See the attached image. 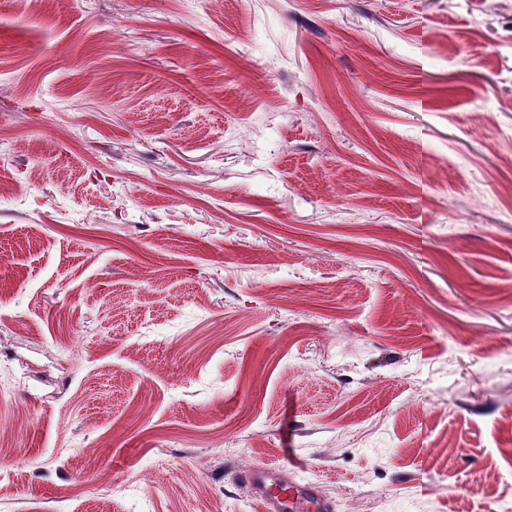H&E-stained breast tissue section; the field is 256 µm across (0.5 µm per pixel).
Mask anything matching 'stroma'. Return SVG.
<instances>
[{
	"instance_id": "1",
	"label": "stroma",
	"mask_w": 512,
	"mask_h": 512,
	"mask_svg": "<svg viewBox=\"0 0 512 512\" xmlns=\"http://www.w3.org/2000/svg\"><path fill=\"white\" fill-rule=\"evenodd\" d=\"M512 0H0V512L512 492ZM244 480L261 512H334L336 505L318 487L280 465L248 468Z\"/></svg>"
}]
</instances>
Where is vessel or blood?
<instances>
[{"label": "vessel or blood", "instance_id": "1", "mask_svg": "<svg viewBox=\"0 0 512 512\" xmlns=\"http://www.w3.org/2000/svg\"><path fill=\"white\" fill-rule=\"evenodd\" d=\"M244 480L260 512H335L318 487L287 467L260 464L248 468Z\"/></svg>", "mask_w": 512, "mask_h": 512}]
</instances>
